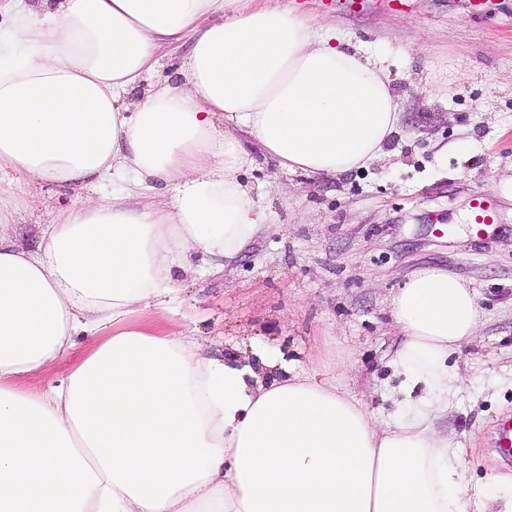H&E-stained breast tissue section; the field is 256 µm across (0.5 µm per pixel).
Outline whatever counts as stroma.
<instances>
[{
  "label": "stroma",
  "instance_id": "obj_1",
  "mask_svg": "<svg viewBox=\"0 0 512 512\" xmlns=\"http://www.w3.org/2000/svg\"><path fill=\"white\" fill-rule=\"evenodd\" d=\"M322 29L388 59L399 97L398 133L367 168L340 176L280 171L254 139L243 179L275 214L256 240L214 270L181 273L168 328L207 354L251 361L256 348L305 368L343 365V383L378 423L396 410L388 366L404 340L391 294L427 265L447 268L478 292L481 323L458 357L462 390L438 428L461 452L470 482L512 477L491 449L512 414V0L473 19L460 0H280ZM26 199L10 227L36 248L67 189L13 185ZM499 197L502 220L483 238L469 220L474 193Z\"/></svg>",
  "mask_w": 512,
  "mask_h": 512
}]
</instances>
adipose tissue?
Segmentation results:
<instances>
[{"label": "adipose tissue", "instance_id": "ef3b65f1", "mask_svg": "<svg viewBox=\"0 0 512 512\" xmlns=\"http://www.w3.org/2000/svg\"><path fill=\"white\" fill-rule=\"evenodd\" d=\"M0 15L18 44L0 51V177L87 193L33 251L2 233L18 206L0 200V512H512V481L470 486L433 426L481 317L461 277L421 267L393 295L406 340L389 366L414 412L381 426L332 371L211 357L154 317L190 257L233 258L272 217L239 178L237 132L291 173L380 157L398 125L380 56L271 0ZM187 40L178 80L127 103Z\"/></svg>", "mask_w": 512, "mask_h": 512}]
</instances>
